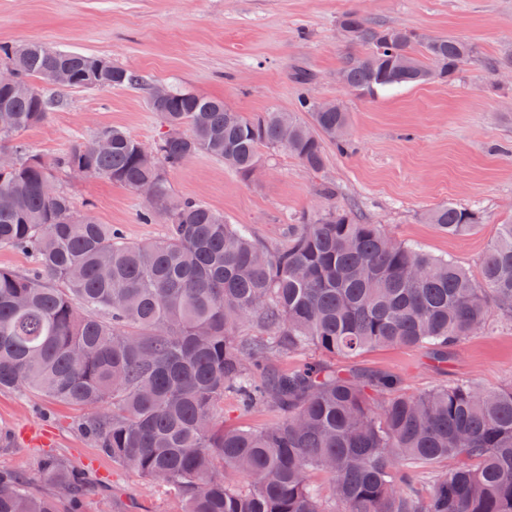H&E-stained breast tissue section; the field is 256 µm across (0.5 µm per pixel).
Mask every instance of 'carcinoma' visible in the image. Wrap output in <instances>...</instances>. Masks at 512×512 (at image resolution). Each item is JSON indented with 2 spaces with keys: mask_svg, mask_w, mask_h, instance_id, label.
<instances>
[{
  "mask_svg": "<svg viewBox=\"0 0 512 512\" xmlns=\"http://www.w3.org/2000/svg\"><path fill=\"white\" fill-rule=\"evenodd\" d=\"M340 26L367 52L348 58L345 85L378 92L457 76L474 47L461 39L376 25L349 12ZM21 87L52 67L72 86L138 83L101 57L50 50L38 41L0 47ZM53 101L0 87V245L32 254L25 273L0 268V390L30 388L90 410L79 429L112 462L174 490L184 512H512V383H469L402 392L390 373H358L313 361L277 371L297 351L355 358L376 347H421L444 363L492 314L512 321V224H500L478 274L452 258L398 241L345 210L302 218L288 245L269 249L224 214L172 197L167 172L205 153L246 180L264 148H281L318 173L325 147L343 150L348 113L319 112L309 94L299 111L253 118L221 99L171 87L149 102L168 128L147 149L116 127L58 158L77 176L136 189L155 185L141 213L160 218L163 238L127 241L63 190L48 192V165L21 137ZM427 220L450 235L480 216L446 204ZM256 319L267 335L245 341ZM242 405L272 404L281 417L255 430L218 416L224 393ZM453 460L425 496L422 469ZM48 481L80 486L76 470L52 458ZM240 474V488L226 473ZM316 473L328 479L313 484ZM0 512H58L28 482L0 474Z\"/></svg>",
  "mask_w": 512,
  "mask_h": 512,
  "instance_id": "1",
  "label": "carcinoma"
}]
</instances>
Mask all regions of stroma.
I'll return each mask as SVG.
<instances>
[{
	"instance_id": "stroma-1",
	"label": "stroma",
	"mask_w": 512,
	"mask_h": 512,
	"mask_svg": "<svg viewBox=\"0 0 512 512\" xmlns=\"http://www.w3.org/2000/svg\"><path fill=\"white\" fill-rule=\"evenodd\" d=\"M350 11L385 27L452 35L475 52L453 81L361 96L336 80L346 58L363 51L340 27ZM33 40L104 57L144 79L119 89L44 87L54 105L23 137L48 161L106 127L153 147L163 126L148 105L151 83L223 99L246 117L294 111L305 89L343 106L349 149L328 146L321 172L281 149L263 150L248 181L203 153L169 172L175 197L203 201L266 247L286 245L299 217L345 208L474 272L498 225L512 222V0H0V45ZM299 73L307 85L296 81ZM54 182L77 212L91 211L129 242L166 232L162 222H141L146 202L124 186L61 171ZM326 184L333 196L323 194ZM446 203L479 212L483 224L451 236L427 223L426 212ZM334 364L395 374L411 394L461 380L499 387L512 382V321L493 320L443 366L419 347L377 348ZM83 415L36 392L0 390V472L27 477L60 512H183L172 491L116 466L78 431ZM277 416L269 405L246 409L235 393L224 396L226 424L263 428ZM52 457L86 474L82 490L43 479Z\"/></svg>"
}]
</instances>
